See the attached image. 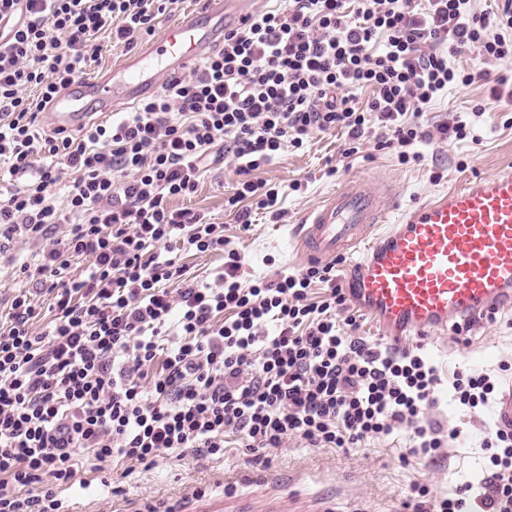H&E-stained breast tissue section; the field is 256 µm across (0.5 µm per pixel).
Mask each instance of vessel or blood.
Wrapping results in <instances>:
<instances>
[{
    "instance_id": "b4317fda",
    "label": "vessel or blood",
    "mask_w": 512,
    "mask_h": 512,
    "mask_svg": "<svg viewBox=\"0 0 512 512\" xmlns=\"http://www.w3.org/2000/svg\"><path fill=\"white\" fill-rule=\"evenodd\" d=\"M250 13V0H207L209 24L185 13L142 52L59 93L43 114L46 125L68 134L137 101L159 73L200 60ZM295 237L312 261L361 252L353 298L388 336L424 337L452 321L464 331L512 307V170L473 180L392 225L369 184L349 182L303 217Z\"/></svg>"
}]
</instances>
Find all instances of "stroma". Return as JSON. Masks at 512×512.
<instances>
[{"label":"stroma","mask_w":512,"mask_h":512,"mask_svg":"<svg viewBox=\"0 0 512 512\" xmlns=\"http://www.w3.org/2000/svg\"><path fill=\"white\" fill-rule=\"evenodd\" d=\"M450 63L481 72L482 77L449 88L424 105L421 122L433 136L415 146L424 156L422 163L400 164L392 150L378 149L371 140L358 154L345 156L347 138L336 128L315 133L303 148H287L255 170V178L278 190L280 220L255 210L249 225H242L241 206L227 203L239 178L229 156L203 173L194 194L171 198L170 208H188L223 225L231 248L242 257L240 281L248 285L308 266L296 249L294 228L345 182L362 179L385 185L389 192L383 204L397 201L409 209L477 177L512 168V58L487 63L471 52ZM458 121L467 124L469 138L438 134L440 125ZM66 230V225L57 224L34 239L0 241V323L7 321L11 303L21 293L40 310L35 332L53 319V293L41 278L22 274L20 266L40 264L45 253L59 247ZM168 249L192 282L215 284L224 268L222 254L199 253L178 241L170 242ZM398 346L424 355L442 380L440 401L427 420L458 437L440 456L411 454L409 435L402 430L367 439L346 452L308 447L294 439L257 453L242 448L221 459L193 448L183 457L159 458L153 467L127 476L103 463L90 484L65 492L69 512H406L404 504L416 484H427L433 498L448 496L480 477L487 429L512 396V310H500L463 336L451 329L422 340L406 337ZM464 368L486 371L497 382L495 399L477 417L450 399L453 374Z\"/></svg>","instance_id":"obj_1"}]
</instances>
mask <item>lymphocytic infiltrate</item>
Wrapping results in <instances>:
<instances>
[{
    "label": "lymphocytic infiltrate",
    "instance_id": "f902f5d3",
    "mask_svg": "<svg viewBox=\"0 0 512 512\" xmlns=\"http://www.w3.org/2000/svg\"><path fill=\"white\" fill-rule=\"evenodd\" d=\"M165 2L0 0V163L24 180L0 196V228L30 237L69 227L35 268L60 281L49 327L33 334L36 307L24 294L0 327V512H64L61 493L107 460L129 472L186 448L221 456L290 438L346 451L402 428L414 453L435 456L457 437L423 422L438 402L436 368L355 335L334 264L242 285L223 225L167 200L196 191L218 148L238 163L229 205L271 210L278 192L253 171L337 127L345 155L377 128L379 147L420 161L413 146L430 137L423 106L475 80L449 56L512 57V0L495 22L471 14L469 0H291L252 13L189 75L112 123L44 133L38 117L57 91L101 58L105 40L153 35ZM63 181L60 203L51 188ZM174 240L223 253L218 285L185 280L162 252ZM82 256L92 264L67 278ZM452 388L476 413L496 383L464 370ZM484 446L479 484L436 502L414 486L410 512H512V423L497 424Z\"/></svg>",
    "mask_w": 512,
    "mask_h": 512
}]
</instances>
